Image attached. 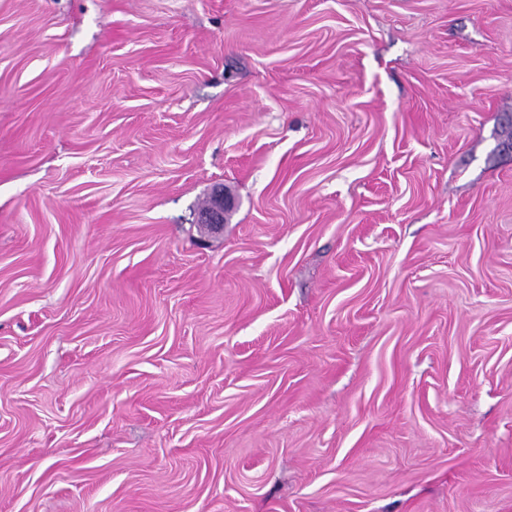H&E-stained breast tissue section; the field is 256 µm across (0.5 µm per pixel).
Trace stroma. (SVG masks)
<instances>
[{
	"mask_svg": "<svg viewBox=\"0 0 512 512\" xmlns=\"http://www.w3.org/2000/svg\"><path fill=\"white\" fill-rule=\"evenodd\" d=\"M0 512H512V0H0ZM227 206L228 201L224 200V192L221 191L212 200L210 210L205 213L203 224L213 232L222 231L224 228V211Z\"/></svg>",
	"mask_w": 512,
	"mask_h": 512,
	"instance_id": "stroma-1",
	"label": "stroma"
}]
</instances>
